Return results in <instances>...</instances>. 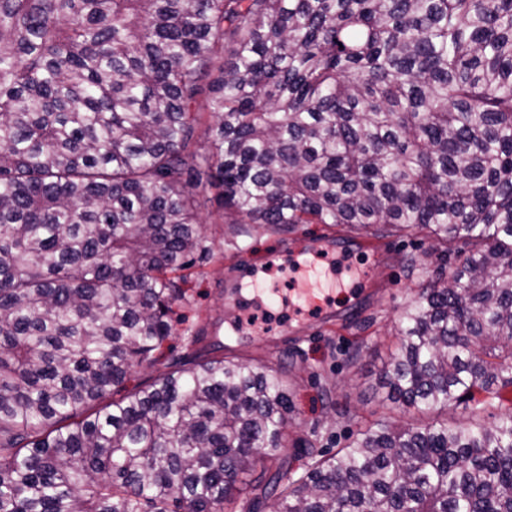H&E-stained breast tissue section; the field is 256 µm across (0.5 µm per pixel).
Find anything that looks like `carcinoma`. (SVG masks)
Instances as JSON below:
<instances>
[{
  "label": "carcinoma",
  "mask_w": 512,
  "mask_h": 512,
  "mask_svg": "<svg viewBox=\"0 0 512 512\" xmlns=\"http://www.w3.org/2000/svg\"><path fill=\"white\" fill-rule=\"evenodd\" d=\"M201 169L226 224L429 239L381 388L467 422L309 442L263 485L284 367L199 330L127 389L208 252ZM507 388L512 0H0V512H512Z\"/></svg>",
  "instance_id": "obj_1"
}]
</instances>
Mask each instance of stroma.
Returning a JSON list of instances; mask_svg holds the SVG:
<instances>
[{"instance_id":"1","label":"stroma","mask_w":512,"mask_h":512,"mask_svg":"<svg viewBox=\"0 0 512 512\" xmlns=\"http://www.w3.org/2000/svg\"><path fill=\"white\" fill-rule=\"evenodd\" d=\"M218 194L217 188H207L199 209L211 251L198 258L202 275L190 283V302L182 309L188 323L205 328L208 336L224 334V281L234 258H242L244 270L262 278L263 289L246 300L244 311L260 327L286 318L293 306L289 254L306 242L326 236L351 242V251L332 254L326 260L338 272L366 263L371 247L383 259L377 281L354 300L355 314L341 309L328 327L303 324L292 335L269 344L247 340L232 344L233 355L280 363L287 370L294 412L281 461L294 462L308 441L318 449L336 451L365 425L427 423V415L416 409L380 402L370 385L373 373L389 363L399 347V313L419 284L418 278L407 276L399 258L426 250L428 241L416 235L371 240L346 227L325 224H300L290 232L249 224L239 234L234 226L225 224Z\"/></svg>"}]
</instances>
